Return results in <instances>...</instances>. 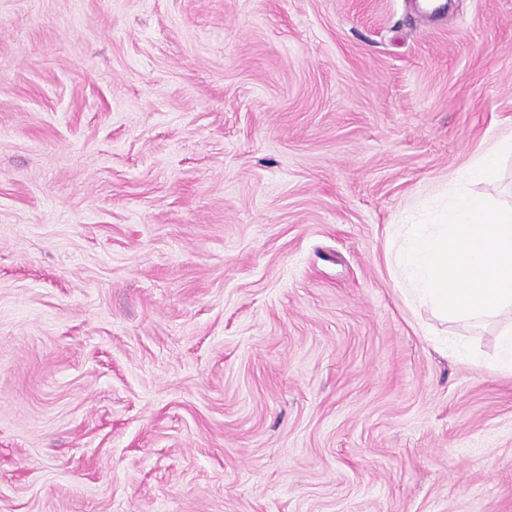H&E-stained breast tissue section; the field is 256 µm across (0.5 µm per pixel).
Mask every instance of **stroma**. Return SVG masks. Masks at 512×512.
I'll use <instances>...</instances> for the list:
<instances>
[{"label": "stroma", "mask_w": 512, "mask_h": 512, "mask_svg": "<svg viewBox=\"0 0 512 512\" xmlns=\"http://www.w3.org/2000/svg\"><path fill=\"white\" fill-rule=\"evenodd\" d=\"M0 0V512H512L495 327L393 227L512 135V0Z\"/></svg>", "instance_id": "stroma-1"}]
</instances>
